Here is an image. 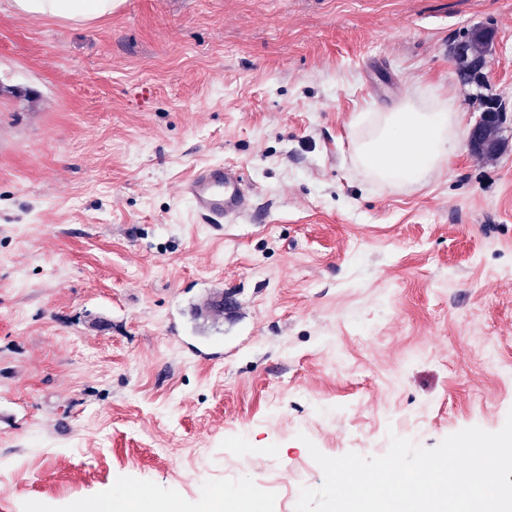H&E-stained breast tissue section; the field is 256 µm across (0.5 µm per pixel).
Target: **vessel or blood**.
<instances>
[{"label": "vessel or blood", "mask_w": 512, "mask_h": 512, "mask_svg": "<svg viewBox=\"0 0 512 512\" xmlns=\"http://www.w3.org/2000/svg\"><path fill=\"white\" fill-rule=\"evenodd\" d=\"M191 203L192 213L200 224L222 230L237 223L254 207V192L241 168L209 164L198 168L180 188Z\"/></svg>", "instance_id": "b4317fda"}]
</instances>
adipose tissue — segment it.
Wrapping results in <instances>:
<instances>
[{"label": "adipose tissue", "instance_id": "ef3b65f1", "mask_svg": "<svg viewBox=\"0 0 512 512\" xmlns=\"http://www.w3.org/2000/svg\"><path fill=\"white\" fill-rule=\"evenodd\" d=\"M122 0H12L18 13L88 23L111 15ZM463 117L454 107L436 110L413 101L375 115L356 143L357 158L376 180L394 185L442 172L465 138Z\"/></svg>", "mask_w": 512, "mask_h": 512}]
</instances>
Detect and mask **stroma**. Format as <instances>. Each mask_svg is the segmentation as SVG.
<instances>
[{"label":"stroma","mask_w":512,"mask_h":512,"mask_svg":"<svg viewBox=\"0 0 512 512\" xmlns=\"http://www.w3.org/2000/svg\"><path fill=\"white\" fill-rule=\"evenodd\" d=\"M409 98L468 126L497 99L502 150L373 180L353 125ZM213 162L255 196L220 232L179 193ZM511 411L512 0H124L87 24L0 0V512L243 486L294 512L310 447L432 448ZM492 32L489 29L476 32L474 29L467 33L461 42L463 45H459L456 49L455 61L458 65L468 64L470 68H479L480 62L469 59L467 50L471 52L472 56L484 59L485 53L488 50L489 42L491 41ZM466 47V48H465ZM467 49V50H466Z\"/></svg>","instance_id":"stroma-1"}]
</instances>
